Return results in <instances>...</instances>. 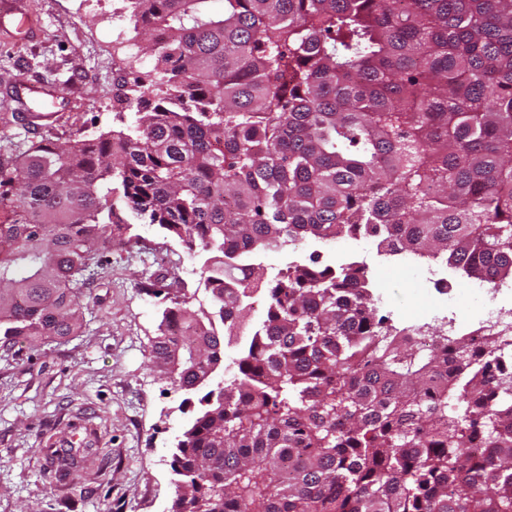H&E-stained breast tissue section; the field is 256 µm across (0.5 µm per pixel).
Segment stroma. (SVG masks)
<instances>
[{
    "instance_id": "stroma-1",
    "label": "stroma",
    "mask_w": 512,
    "mask_h": 512,
    "mask_svg": "<svg viewBox=\"0 0 512 512\" xmlns=\"http://www.w3.org/2000/svg\"><path fill=\"white\" fill-rule=\"evenodd\" d=\"M26 28L0 22V101L13 100L26 81L50 87L32 104L55 116L53 134L94 136L117 126L112 106L113 59L107 39L113 13L125 35L140 44L128 0H18ZM114 252L83 302L93 319L84 333L40 351L0 349V512H167L173 494L170 451L185 419L182 397L152 372L148 353L159 313L170 301L146 293L149 277L163 275L171 293L193 295L200 262L156 229ZM372 274L392 294L417 287L403 275L401 256L366 253ZM89 416L102 451L75 475L45 480L49 434L67 432Z\"/></svg>"
}]
</instances>
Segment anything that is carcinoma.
I'll return each instance as SVG.
<instances>
[{"mask_svg": "<svg viewBox=\"0 0 512 512\" xmlns=\"http://www.w3.org/2000/svg\"><path fill=\"white\" fill-rule=\"evenodd\" d=\"M128 2L155 57L118 99L133 115L0 161V345L79 335L83 290L149 224L217 252L219 285L172 299L150 345L175 391L208 387L169 512H512V360L463 339L448 379L370 305L366 266L237 274L259 249L369 235L512 281V0ZM256 282L265 319L214 383ZM95 452L50 449L47 478Z\"/></svg>", "mask_w": 512, "mask_h": 512, "instance_id": "obj_1", "label": "carcinoma"}]
</instances>
